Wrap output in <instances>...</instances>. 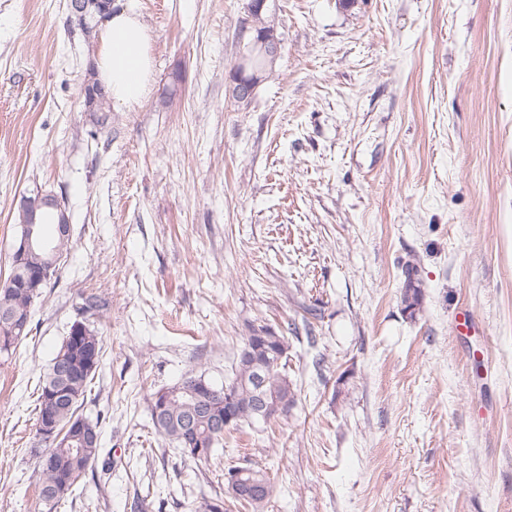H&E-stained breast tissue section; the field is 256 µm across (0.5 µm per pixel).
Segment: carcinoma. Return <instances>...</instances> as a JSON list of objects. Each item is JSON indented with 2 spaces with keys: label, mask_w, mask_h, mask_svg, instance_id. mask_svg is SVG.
I'll list each match as a JSON object with an SVG mask.
<instances>
[{
  "label": "carcinoma",
  "mask_w": 512,
  "mask_h": 512,
  "mask_svg": "<svg viewBox=\"0 0 512 512\" xmlns=\"http://www.w3.org/2000/svg\"><path fill=\"white\" fill-rule=\"evenodd\" d=\"M275 61L255 52L248 53L246 75L255 72L268 78L274 70ZM405 277L401 293L404 311L414 315L419 309L421 290L417 279L418 269L413 263L403 267ZM34 299L17 288H9L6 295H0V355L8 354L15 349L19 340L27 333L31 322ZM91 347L102 353V337L94 328H89V335L80 341L66 340L58 355L67 357L74 373L60 374L56 365H50L39 386L38 415L52 414L60 426L66 427L78 418V402L85 396L100 359L89 361L85 357L84 348ZM288 337L282 332L275 333V338L265 342L253 334L243 338L242 346L237 350L234 360L232 377L219 389V395H187L185 393L170 394L162 397L155 393L150 404L151 417L156 431L165 439L181 446L182 424L187 419L195 420L198 434L204 441L207 451L197 456L200 461L207 462L213 456L214 446L224 440V433L238 430L244 426L253 427L257 424L269 425L288 410L296 401V390L288 377ZM61 388L72 395L70 404H56L52 397L56 389ZM229 391L233 399L234 419L224 430H213L212 418L224 415V391ZM165 399L164 408L156 411L157 401ZM100 442L89 447L80 442L73 443L71 448H57L56 462L41 468L40 497L47 506H54L56 501L72 491L76 483L92 468L99 456ZM245 483L256 482L261 485V492L250 498H239L233 495H221L204 502L201 512H232L241 507L247 512H264L269 503L274 480L270 474L252 466L245 467L242 475Z\"/></svg>",
  "instance_id": "obj_1"
}]
</instances>
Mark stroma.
<instances>
[{"label": "stroma", "instance_id": "1", "mask_svg": "<svg viewBox=\"0 0 512 512\" xmlns=\"http://www.w3.org/2000/svg\"><path fill=\"white\" fill-rule=\"evenodd\" d=\"M247 2L112 0L156 75L103 124L68 0H0V277L36 189L67 198L73 242L0 357V512H199L249 465L276 482L265 512H512V0H267L281 56L239 110ZM88 293L107 306L79 413L101 448L50 511L38 387ZM304 305L288 415L207 464L156 432L154 393L222 387L249 327ZM403 274L405 281L401 293V302L404 305V311L413 315L419 309L421 300L419 281L416 278L418 275L417 266L410 262L406 263L403 267Z\"/></svg>", "mask_w": 512, "mask_h": 512}]
</instances>
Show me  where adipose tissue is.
<instances>
[{
  "label": "adipose tissue",
  "mask_w": 512,
  "mask_h": 512,
  "mask_svg": "<svg viewBox=\"0 0 512 512\" xmlns=\"http://www.w3.org/2000/svg\"><path fill=\"white\" fill-rule=\"evenodd\" d=\"M153 37L139 14L112 10L99 25L94 68L113 107L131 109L149 94L155 74Z\"/></svg>",
  "instance_id": "obj_1"
}]
</instances>
